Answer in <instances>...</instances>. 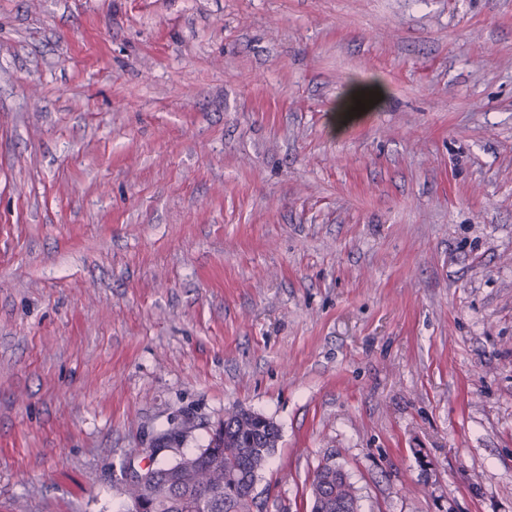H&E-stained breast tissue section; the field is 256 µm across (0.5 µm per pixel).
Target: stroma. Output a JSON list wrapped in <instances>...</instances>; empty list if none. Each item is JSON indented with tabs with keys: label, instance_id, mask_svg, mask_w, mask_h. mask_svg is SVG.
Segmentation results:
<instances>
[{
	"label": "stroma",
	"instance_id": "35a3bbf8",
	"mask_svg": "<svg viewBox=\"0 0 512 512\" xmlns=\"http://www.w3.org/2000/svg\"><path fill=\"white\" fill-rule=\"evenodd\" d=\"M240 408L260 512H512V0H0V512ZM311 512H357L358 497L346 473L336 465L320 464L310 486ZM343 505L337 508V505Z\"/></svg>",
	"mask_w": 512,
	"mask_h": 512
}]
</instances>
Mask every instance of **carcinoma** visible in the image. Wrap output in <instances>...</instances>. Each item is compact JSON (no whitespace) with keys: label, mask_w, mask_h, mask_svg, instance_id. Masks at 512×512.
I'll use <instances>...</instances> for the list:
<instances>
[{"label":"carcinoma","mask_w":512,"mask_h":512,"mask_svg":"<svg viewBox=\"0 0 512 512\" xmlns=\"http://www.w3.org/2000/svg\"><path fill=\"white\" fill-rule=\"evenodd\" d=\"M280 434L269 418L248 410L224 416L208 443L191 455L160 461L145 448L149 463L125 482L128 500L143 512H253L254 489ZM311 512H358V497L346 473L331 464L314 471Z\"/></svg>","instance_id":"1"}]
</instances>
